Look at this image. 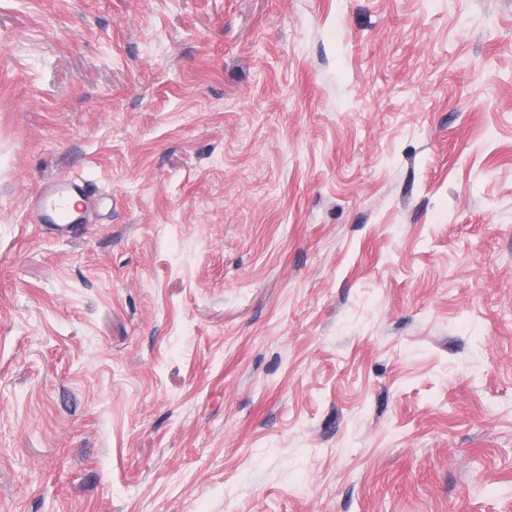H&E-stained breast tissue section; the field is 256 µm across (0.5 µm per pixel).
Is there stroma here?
<instances>
[{"label": "stroma", "instance_id": "obj_1", "mask_svg": "<svg viewBox=\"0 0 512 512\" xmlns=\"http://www.w3.org/2000/svg\"><path fill=\"white\" fill-rule=\"evenodd\" d=\"M0 512H512V0H0ZM73 195L82 199L83 205L70 214V200ZM89 200L83 186L76 180L63 176L51 180L42 194L40 212L46 224H75L80 221L82 210Z\"/></svg>", "mask_w": 512, "mask_h": 512}]
</instances>
